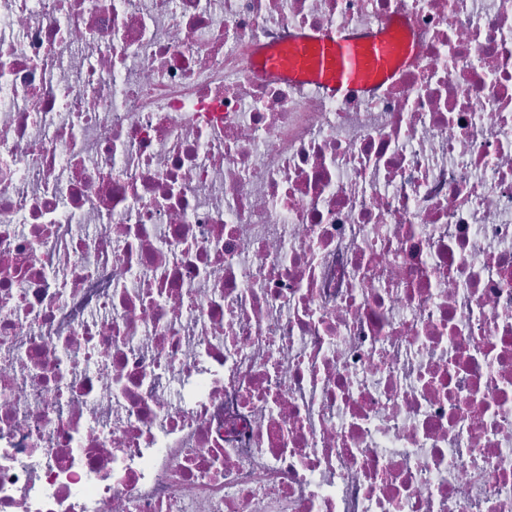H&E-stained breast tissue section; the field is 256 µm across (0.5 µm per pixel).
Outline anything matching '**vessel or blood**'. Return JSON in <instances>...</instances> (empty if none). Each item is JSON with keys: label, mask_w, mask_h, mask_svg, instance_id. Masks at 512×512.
<instances>
[{"label": "vessel or blood", "mask_w": 512, "mask_h": 512, "mask_svg": "<svg viewBox=\"0 0 512 512\" xmlns=\"http://www.w3.org/2000/svg\"><path fill=\"white\" fill-rule=\"evenodd\" d=\"M406 26V17L400 13L357 32H302L283 48L253 46L248 53L249 65L258 75L323 91L344 101L391 82L402 66L414 61L416 39L400 47L395 44L396 35Z\"/></svg>", "instance_id": "1"}]
</instances>
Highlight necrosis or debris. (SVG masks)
<instances>
[{"mask_svg": "<svg viewBox=\"0 0 512 512\" xmlns=\"http://www.w3.org/2000/svg\"><path fill=\"white\" fill-rule=\"evenodd\" d=\"M0 512H512V0H0ZM406 26V15L400 13L357 32H302L284 48L254 45L248 53L249 65L258 75L288 80L344 101L391 82L402 66L414 61L416 37L401 48L395 45V36Z\"/></svg>", "mask_w": 512, "mask_h": 512, "instance_id": "necrosis-or-debris-1", "label": "necrosis or debris"}]
</instances>
